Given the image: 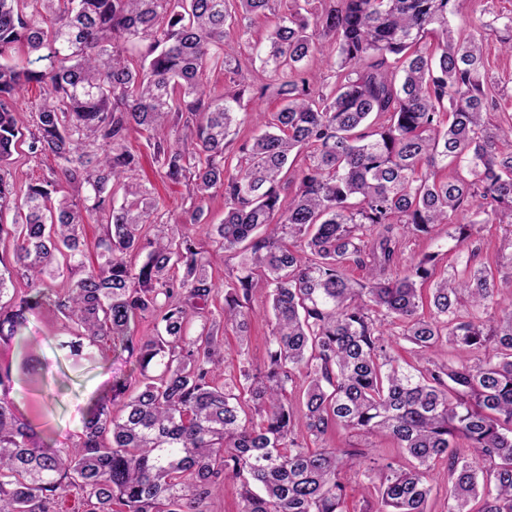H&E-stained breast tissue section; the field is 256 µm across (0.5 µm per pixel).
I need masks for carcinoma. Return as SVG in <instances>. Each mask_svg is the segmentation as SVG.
<instances>
[{
  "instance_id": "1",
  "label": "carcinoma",
  "mask_w": 512,
  "mask_h": 512,
  "mask_svg": "<svg viewBox=\"0 0 512 512\" xmlns=\"http://www.w3.org/2000/svg\"><path fill=\"white\" fill-rule=\"evenodd\" d=\"M462 5L0 0V210L16 211L0 224L13 241L12 259L0 256V340L26 349V314L49 304L76 329V351L125 354L138 371L112 380L69 448L39 442L0 397V512H53L70 490L87 512H207L227 480L241 483V512H347L342 474L357 466L379 481L369 512H426L442 461L445 512H512V283L468 261L437 277L435 253L400 271L409 236L442 231L459 249L483 224L512 234V114L487 119L484 44L451 27ZM269 17L248 84L253 58L237 46ZM480 27L511 34L512 12ZM314 28L334 43L331 84L304 67L321 52ZM128 43L141 47L137 65ZM211 65L236 89L207 95ZM32 84L44 94L26 138L14 103ZM271 87L282 107L251 113L261 133L229 152L244 96ZM134 131L159 176L194 199L183 223L224 193V222L205 235L237 267L217 312L206 251L133 181ZM23 145L55 179L17 186ZM303 150L308 163L285 176ZM450 157L465 175L445 173ZM464 211L475 219L457 221ZM98 215L100 261L88 266L82 230ZM17 276L29 290L3 301ZM258 296L274 318L267 367L223 380L224 330L246 338ZM147 316L155 334L138 339ZM401 340L415 363L394 355ZM449 345L452 363L438 358ZM300 375L296 409L288 385ZM335 430L385 436L407 464L351 444L310 449Z\"/></svg>"
}]
</instances>
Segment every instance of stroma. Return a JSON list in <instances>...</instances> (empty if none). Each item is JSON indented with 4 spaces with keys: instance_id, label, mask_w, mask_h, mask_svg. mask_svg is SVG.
Instances as JSON below:
<instances>
[{
    "instance_id": "1",
    "label": "stroma",
    "mask_w": 512,
    "mask_h": 512,
    "mask_svg": "<svg viewBox=\"0 0 512 512\" xmlns=\"http://www.w3.org/2000/svg\"><path fill=\"white\" fill-rule=\"evenodd\" d=\"M485 66L493 80L492 94L499 103L492 118L512 113V57L500 49L498 36L485 43ZM474 262L498 260V278L512 277V236L496 224L484 225L463 248ZM65 321L50 305L29 317L26 336L30 342L28 355L37 365L28 388H14L9 397L36 426L44 439L65 446L71 433L94 396L102 394L112 378L130 375L133 365L122 358H109L95 365L76 360L67 343L72 336Z\"/></svg>"
}]
</instances>
